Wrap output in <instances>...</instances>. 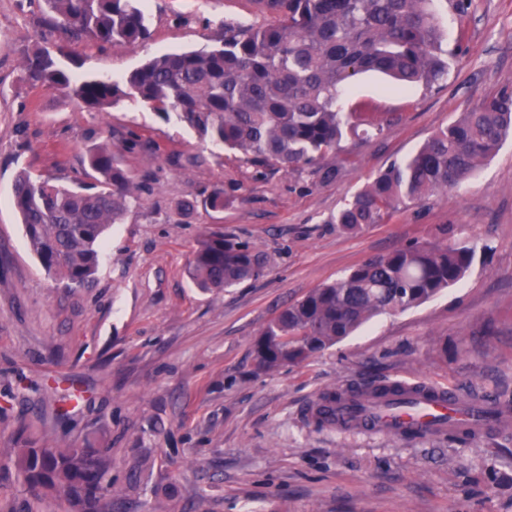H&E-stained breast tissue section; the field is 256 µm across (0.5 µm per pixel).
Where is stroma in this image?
Here are the masks:
<instances>
[{
	"label": "stroma",
	"mask_w": 512,
	"mask_h": 512,
	"mask_svg": "<svg viewBox=\"0 0 512 512\" xmlns=\"http://www.w3.org/2000/svg\"><path fill=\"white\" fill-rule=\"evenodd\" d=\"M145 3L147 41L100 46L71 38L45 0H0V512L23 510L26 493L1 465L24 429L109 449L112 512H512V414L499 435L413 441L308 417L325 391L381 381L512 394V136L456 189L355 233L332 222L379 169L512 88V0H471L462 15L439 0L448 73L438 84L402 91L368 73L348 85L345 111L383 123L323 157L339 168L330 182L308 167H256L138 101L89 112L24 80L23 54L36 46L64 45L74 78L118 80L150 57L219 45L225 23L277 22L252 0ZM103 140L146 189L107 231L93 280L58 288L28 249L15 179L91 181L87 150ZM216 189L219 210L202 202ZM214 230L264 251V275L195 288L188 264ZM446 242L474 250L459 284L300 365L256 369L255 341L286 305L369 257ZM76 389L83 401L65 406Z\"/></svg>",
	"instance_id": "obj_1"
}]
</instances>
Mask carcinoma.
Here are the masks:
<instances>
[{
    "mask_svg": "<svg viewBox=\"0 0 512 512\" xmlns=\"http://www.w3.org/2000/svg\"><path fill=\"white\" fill-rule=\"evenodd\" d=\"M62 28L96 44H138L149 36L142 0H47ZM278 17L268 27L224 25V44L167 53L122 80L89 76L76 82L61 64L65 47L24 54V79L46 90H70L89 112L123 98L169 111L212 143L255 165H314L335 150L346 130L369 124L343 112L345 86L378 72L404 90L430 86L448 72L434 0H254ZM512 131V88L489 95L389 164L337 212L335 223L356 232L380 224L405 202L418 203L456 187L493 157ZM98 174L69 188L20 173L14 185L30 252L55 285L78 288L99 264L103 238L124 220L142 185L103 142L89 151ZM473 250L461 244L411 243L366 259L344 277L312 289L283 308L254 347L264 372L297 365L354 334L375 316L417 307L458 284ZM268 257L231 232H209L197 243L189 276L200 291L231 288L263 276ZM25 487L27 512H112L105 448H61L28 437L6 463Z\"/></svg>",
    "mask_w": 512,
    "mask_h": 512,
    "instance_id": "carcinoma-1",
    "label": "carcinoma"
}]
</instances>
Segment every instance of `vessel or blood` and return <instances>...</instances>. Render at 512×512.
<instances>
[{"instance_id":"1","label":"vessel or blood","mask_w":512,"mask_h":512,"mask_svg":"<svg viewBox=\"0 0 512 512\" xmlns=\"http://www.w3.org/2000/svg\"><path fill=\"white\" fill-rule=\"evenodd\" d=\"M400 397L366 393L337 401L327 415L341 432H364L408 438L431 437L448 428L462 426L471 436L484 437L499 433L497 415L483 412L477 401L462 402L453 390L426 383H409Z\"/></svg>"}]
</instances>
